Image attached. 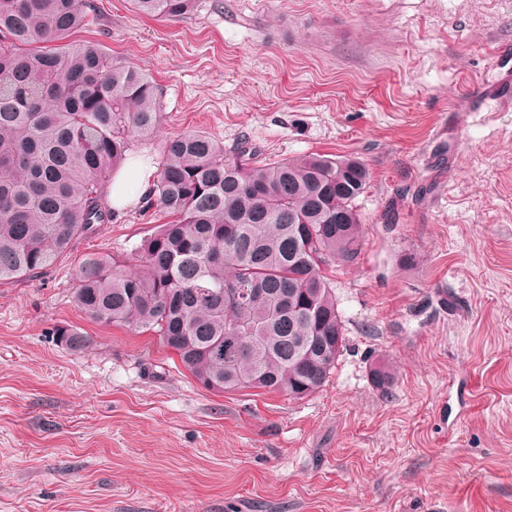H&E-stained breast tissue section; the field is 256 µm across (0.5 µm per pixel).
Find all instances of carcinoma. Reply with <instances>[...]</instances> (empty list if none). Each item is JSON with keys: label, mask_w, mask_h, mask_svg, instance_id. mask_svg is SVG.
Wrapping results in <instances>:
<instances>
[{"label": "carcinoma", "mask_w": 512, "mask_h": 512, "mask_svg": "<svg viewBox=\"0 0 512 512\" xmlns=\"http://www.w3.org/2000/svg\"><path fill=\"white\" fill-rule=\"evenodd\" d=\"M195 0H131L152 18L190 13ZM87 0H0V283L37 278L73 243L112 219L108 188L134 137L162 122L144 70L96 42L70 41ZM370 182L356 157L267 161L248 140L235 154L208 133L168 139L146 209L168 219L132 266L78 261L76 306L90 319L157 337L203 387L304 399L346 346L332 274L362 251L355 202ZM263 288L260 304L224 297V283ZM74 353L89 337L68 327ZM386 393L391 370L376 367Z\"/></svg>", "instance_id": "carcinoma-1"}]
</instances>
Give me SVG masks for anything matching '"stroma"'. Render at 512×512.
<instances>
[{
  "label": "stroma",
  "mask_w": 512,
  "mask_h": 512,
  "mask_svg": "<svg viewBox=\"0 0 512 512\" xmlns=\"http://www.w3.org/2000/svg\"><path fill=\"white\" fill-rule=\"evenodd\" d=\"M90 3L74 41L159 87L131 161L204 131L367 164L363 249L336 274L346 347L305 399L216 393L153 336L89 320L76 262L128 260L164 221L135 194L49 273L0 284V512H512V109L482 98L512 78V0ZM195 0H131L134 11L152 18L179 17L190 13ZM57 341L74 353H81L90 345V339L82 332L68 327H59L55 331Z\"/></svg>",
  "instance_id": "obj_1"
}]
</instances>
